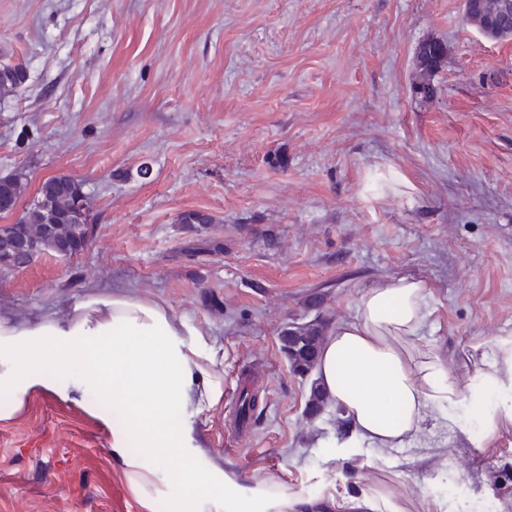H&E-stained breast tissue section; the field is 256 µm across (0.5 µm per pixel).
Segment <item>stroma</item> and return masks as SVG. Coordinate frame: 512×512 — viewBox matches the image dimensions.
Listing matches in <instances>:
<instances>
[{
  "mask_svg": "<svg viewBox=\"0 0 512 512\" xmlns=\"http://www.w3.org/2000/svg\"><path fill=\"white\" fill-rule=\"evenodd\" d=\"M427 39L448 48L430 98ZM1 64L26 80L0 94V176L23 175L24 205L70 176L94 217L79 255L0 274L1 315L64 318L96 290L161 302L207 336L224 397L196 431L241 481L315 501L390 485L407 512L474 492L512 512V426L477 456L431 417L408 447L327 461L337 412L308 418L281 342L400 275L427 285L422 343L458 377L512 333V38L484 37L462 0H0ZM202 239L221 251L187 256ZM10 403L0 391V512H143L111 427L40 391Z\"/></svg>",
  "mask_w": 512,
  "mask_h": 512,
  "instance_id": "1",
  "label": "stroma"
}]
</instances>
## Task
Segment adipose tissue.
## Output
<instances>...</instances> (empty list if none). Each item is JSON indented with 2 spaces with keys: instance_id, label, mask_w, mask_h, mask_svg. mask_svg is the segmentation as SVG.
I'll use <instances>...</instances> for the list:
<instances>
[{
  "instance_id": "adipose-tissue-1",
  "label": "adipose tissue",
  "mask_w": 512,
  "mask_h": 512,
  "mask_svg": "<svg viewBox=\"0 0 512 512\" xmlns=\"http://www.w3.org/2000/svg\"><path fill=\"white\" fill-rule=\"evenodd\" d=\"M428 298L410 276L378 282L326 336L316 376L345 420L332 458L404 447L433 412L478 454L512 425V333L477 344L478 365L458 380L446 353L421 343ZM215 364L201 331L119 291L87 294L64 319L46 313L23 325L0 316V389L16 407L39 390L111 422L112 455L145 512L160 497L171 512H310L311 500L265 481L242 484L205 457L195 418L224 395ZM92 387L109 412L85 400Z\"/></svg>"
}]
</instances>
